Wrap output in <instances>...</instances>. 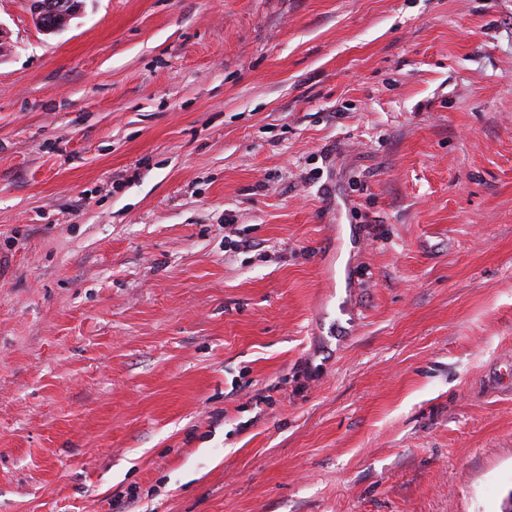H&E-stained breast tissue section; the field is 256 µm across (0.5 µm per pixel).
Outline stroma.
<instances>
[{
    "label": "stroma",
    "mask_w": 512,
    "mask_h": 512,
    "mask_svg": "<svg viewBox=\"0 0 512 512\" xmlns=\"http://www.w3.org/2000/svg\"><path fill=\"white\" fill-rule=\"evenodd\" d=\"M0 26V512H501L512 0Z\"/></svg>",
    "instance_id": "obj_1"
}]
</instances>
